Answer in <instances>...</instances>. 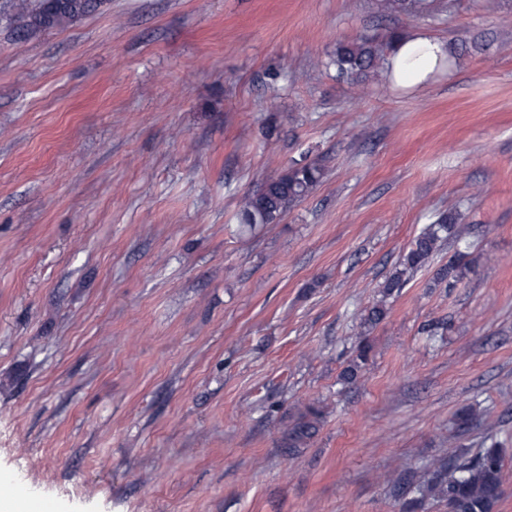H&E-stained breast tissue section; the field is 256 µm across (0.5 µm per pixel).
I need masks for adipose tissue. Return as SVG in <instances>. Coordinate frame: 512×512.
I'll return each instance as SVG.
<instances>
[{"instance_id": "ef3b65f1", "label": "adipose tissue", "mask_w": 512, "mask_h": 512, "mask_svg": "<svg viewBox=\"0 0 512 512\" xmlns=\"http://www.w3.org/2000/svg\"><path fill=\"white\" fill-rule=\"evenodd\" d=\"M447 42L418 30L398 40L387 58L386 79L399 88L417 90L448 71Z\"/></svg>"}]
</instances>
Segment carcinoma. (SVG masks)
Here are the masks:
<instances>
[{
    "instance_id": "1",
    "label": "carcinoma",
    "mask_w": 512,
    "mask_h": 512,
    "mask_svg": "<svg viewBox=\"0 0 512 512\" xmlns=\"http://www.w3.org/2000/svg\"><path fill=\"white\" fill-rule=\"evenodd\" d=\"M91 0H3L0 21L12 28L19 39L34 31H45L72 22L77 16L94 12ZM378 11L385 15L396 13H423L432 9L430 0H377ZM399 35L392 32L378 41L361 38L339 43L333 63L336 70L350 79H366L384 68L388 53ZM323 167L317 162L295 161L280 174L267 179L259 188L246 194L239 204L241 224H274L292 207L306 198L320 183ZM458 217L450 212L429 225L414 241L403 259L404 269L417 270L425 266L438 251L441 241L452 235L461 239ZM467 254L457 252L436 271L439 281L453 282L469 267ZM369 343L363 337L357 354L344 370V378L354 379L367 361ZM322 420L321 409L310 404L301 411L288 428V446L301 448L315 435ZM502 451L493 444L481 449L468 459L454 456L442 462L431 477L414 487L417 497L413 503L434 499L445 504L448 512H496L503 496Z\"/></svg>"
}]
</instances>
